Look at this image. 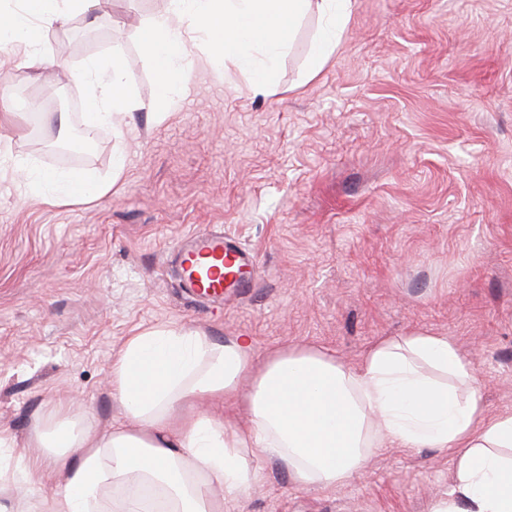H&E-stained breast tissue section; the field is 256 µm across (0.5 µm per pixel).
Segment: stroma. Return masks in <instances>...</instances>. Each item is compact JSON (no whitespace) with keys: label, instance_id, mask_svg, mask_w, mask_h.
<instances>
[{"label":"stroma","instance_id":"1","mask_svg":"<svg viewBox=\"0 0 512 512\" xmlns=\"http://www.w3.org/2000/svg\"><path fill=\"white\" fill-rule=\"evenodd\" d=\"M168 0H97L43 39V63L9 53L0 107V450L10 469L60 407L94 428L124 421L110 366L128 337L192 325L251 337L257 356L316 346L356 367L377 341L428 330L474 367L487 415L512 413V0H357L315 78L318 14L298 25L272 94L225 73L193 43L184 99L167 114L135 45ZM121 57L134 103L97 129L86 158L61 160L88 99L82 63ZM66 112L71 125L60 128ZM122 177L102 198L52 206L20 161ZM256 258L249 291L223 311L165 275L199 230ZM435 448L374 449L367 469L324 489L278 460L224 498V512H429L453 486Z\"/></svg>","mask_w":512,"mask_h":512}]
</instances>
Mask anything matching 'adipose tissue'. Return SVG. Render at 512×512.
<instances>
[{"instance_id":"adipose-tissue-1","label":"adipose tissue","mask_w":512,"mask_h":512,"mask_svg":"<svg viewBox=\"0 0 512 512\" xmlns=\"http://www.w3.org/2000/svg\"><path fill=\"white\" fill-rule=\"evenodd\" d=\"M93 3L23 0V14L0 11V41L35 61L43 29ZM84 74L95 102L88 124L122 121L131 103L121 58L90 59ZM25 178L53 205L90 203L111 189L81 171L47 175L30 166ZM442 374L452 384L439 382ZM472 376L454 342L425 331L380 340L348 369L316 347L260 359L243 336L220 343L195 326L144 330L125 340L110 367L125 423L97 432L60 409L29 440L32 471L17 495L37 503L41 481L61 468L65 480L46 512H108L102 493L116 481L124 487L119 512H147V487L159 489L167 512H224L225 495L258 480L265 459L282 460L298 483L333 488L365 470L371 448L387 440L454 453V486L431 512H512V414L487 416ZM203 397L243 406L249 424L202 413Z\"/></svg>"}]
</instances>
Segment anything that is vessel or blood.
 Wrapping results in <instances>:
<instances>
[{
  "label": "vessel or blood",
  "instance_id": "1",
  "mask_svg": "<svg viewBox=\"0 0 512 512\" xmlns=\"http://www.w3.org/2000/svg\"><path fill=\"white\" fill-rule=\"evenodd\" d=\"M175 260L187 293L194 298L222 303L228 288H248L254 257L230 237L201 231L178 248Z\"/></svg>",
  "mask_w": 512,
  "mask_h": 512
}]
</instances>
